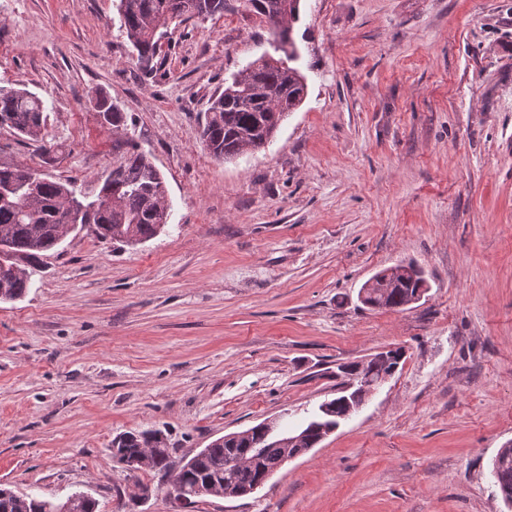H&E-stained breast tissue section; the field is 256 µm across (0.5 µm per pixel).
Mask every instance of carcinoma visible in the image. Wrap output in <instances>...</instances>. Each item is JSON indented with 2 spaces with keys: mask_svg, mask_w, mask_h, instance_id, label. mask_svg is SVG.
Here are the masks:
<instances>
[{
  "mask_svg": "<svg viewBox=\"0 0 512 512\" xmlns=\"http://www.w3.org/2000/svg\"><path fill=\"white\" fill-rule=\"evenodd\" d=\"M226 0H119L120 28L137 54L143 70H154L161 40L171 24L224 13ZM243 6L264 17L280 42L285 57L262 56L233 74L223 91L215 93L205 113L201 138L217 160H231L267 147L289 113L295 111L307 94L306 77L290 65L296 49L290 37V25L299 19L301 0H243ZM97 111L108 129L127 127V116L102 92L96 93ZM45 102L37 94L0 85V128L19 137L37 140L46 127ZM164 178L149 154L127 141L122 146L120 163L112 168L94 198L76 190L71 183L50 175L29 183V169L0 165V302L23 298L29 288V276L20 267L42 252L60 244L67 224H91L95 236L137 245L158 236L164 229L161 215L171 210ZM384 276L370 288H361L362 304L373 309H400L426 292L423 271L414 264ZM385 367L369 358L361 363L340 367L348 379L379 382L386 373L399 367L400 349ZM328 411L318 406L295 427L301 437L299 446L314 448L321 428L345 420V407L336 397L328 402ZM241 455L258 452L256 461L224 466L229 449ZM147 466L138 463L141 455ZM289 455L286 447L272 436L252 426L237 439L218 438L188 459L176 474V481L189 498L196 490L211 485L215 495L250 489L262 476L281 468ZM112 456L129 470L147 468L166 472L171 468V448L160 432H125L112 440ZM492 474L503 501L512 509V445L500 448L492 460ZM58 502L40 493H17L0 487V512H55Z\"/></svg>",
  "mask_w": 512,
  "mask_h": 512,
  "instance_id": "1",
  "label": "carcinoma"
}]
</instances>
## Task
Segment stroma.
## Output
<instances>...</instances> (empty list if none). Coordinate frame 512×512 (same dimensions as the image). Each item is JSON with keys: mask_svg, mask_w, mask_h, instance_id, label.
Segmentation results:
<instances>
[{"mask_svg": "<svg viewBox=\"0 0 512 512\" xmlns=\"http://www.w3.org/2000/svg\"><path fill=\"white\" fill-rule=\"evenodd\" d=\"M227 3L147 74L117 0H0V83L45 100L52 144L0 129V163L94 194L130 138L172 201L142 244L72 232L0 303V485L181 512L169 477L115 462L118 434L163 431L179 464L301 422L339 365L399 347L316 448L193 512H508L491 461L512 441V0H302L305 101L270 146L218 161L199 135L211 97L276 53L266 20ZM98 89L127 130L101 125ZM403 262L425 297L365 307L363 284Z\"/></svg>", "mask_w": 512, "mask_h": 512, "instance_id": "35a3bbf8", "label": "stroma"}]
</instances>
